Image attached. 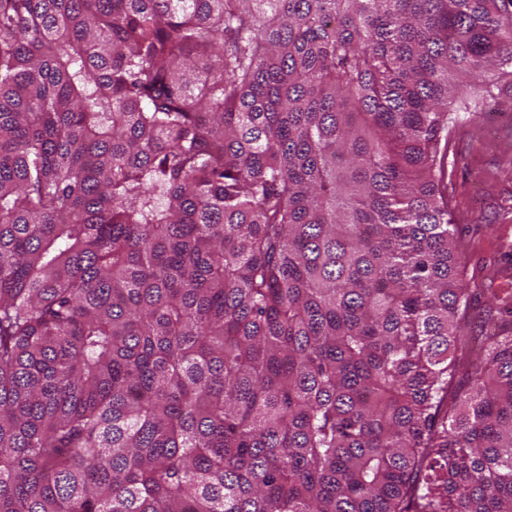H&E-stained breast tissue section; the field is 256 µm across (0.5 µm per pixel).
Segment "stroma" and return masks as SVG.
<instances>
[{
	"label": "stroma",
	"instance_id": "stroma-1",
	"mask_svg": "<svg viewBox=\"0 0 512 512\" xmlns=\"http://www.w3.org/2000/svg\"><path fill=\"white\" fill-rule=\"evenodd\" d=\"M448 204L471 288L512 289V94L480 103L452 130Z\"/></svg>",
	"mask_w": 512,
	"mask_h": 512
}]
</instances>
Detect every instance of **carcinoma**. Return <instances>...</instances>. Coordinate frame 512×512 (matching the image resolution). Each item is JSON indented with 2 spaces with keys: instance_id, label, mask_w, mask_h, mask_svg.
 I'll return each mask as SVG.
<instances>
[{
  "instance_id": "1",
  "label": "carcinoma",
  "mask_w": 512,
  "mask_h": 512,
  "mask_svg": "<svg viewBox=\"0 0 512 512\" xmlns=\"http://www.w3.org/2000/svg\"><path fill=\"white\" fill-rule=\"evenodd\" d=\"M494 89L512 0H0V512H512ZM480 109L452 130L448 204L468 287L512 293V96L487 97ZM490 292H485V295L479 298V302L477 303L476 313L480 312V315H477L472 321L468 323L464 332L465 336H489V334L493 333L497 330L498 317L496 311L491 313V316L485 315V310H488V306L486 305V301Z\"/></svg>"
}]
</instances>
